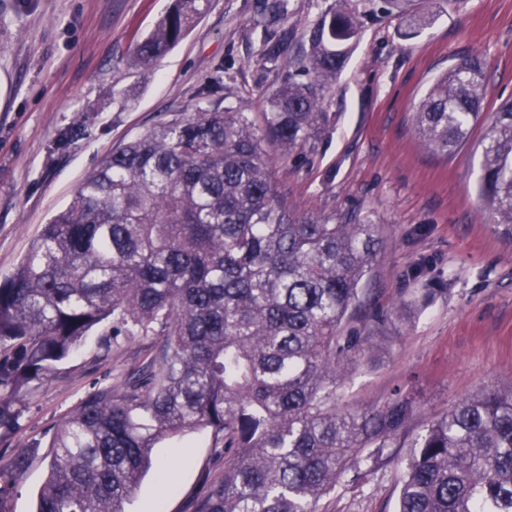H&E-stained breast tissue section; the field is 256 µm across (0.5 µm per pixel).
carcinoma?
<instances>
[{
    "label": "carcinoma",
    "instance_id": "1",
    "mask_svg": "<svg viewBox=\"0 0 512 512\" xmlns=\"http://www.w3.org/2000/svg\"><path fill=\"white\" fill-rule=\"evenodd\" d=\"M208 0H173L134 49L153 66ZM352 0H336L262 122L240 106L199 108L113 152L81 181L13 273L0 282V431L16 428L32 386L112 322L114 336H162L159 358L114 388L88 393L50 440L51 474L35 512H124L163 441L207 429L231 459L196 512H317L409 453L397 512H512V387L459 400L409 437L416 397L372 412L338 407L374 331L408 321L435 288H412L387 312L364 284L382 248L356 210L297 213L273 180L274 155L303 150L330 121L325 84L359 34ZM486 62L470 54L436 76L411 114L422 144L448 156L482 113ZM478 197L512 244V101L488 127ZM363 317L372 330L350 327ZM29 454L0 466V512Z\"/></svg>",
    "mask_w": 512,
    "mask_h": 512
}]
</instances>
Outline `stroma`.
Here are the masks:
<instances>
[{"mask_svg":"<svg viewBox=\"0 0 512 512\" xmlns=\"http://www.w3.org/2000/svg\"><path fill=\"white\" fill-rule=\"evenodd\" d=\"M209 0L202 19L149 69L135 45L171 0H0V281L43 224L69 203L112 151L198 107L242 103L260 115L282 79L259 64L277 46L303 56L306 35L336 0ZM360 33L325 91L331 120L312 148L279 164L276 183L299 211L356 208L384 239L366 285L372 307L390 309L403 290L439 284L444 294L411 322L387 324L379 349L341 384L339 404L384 406L418 394L411 431L460 398L512 387V245L492 230L476 194L479 143L512 99V0H361ZM475 51L486 60L483 116L449 157L424 150L414 104L438 74ZM160 336L92 333L23 401L20 424L0 435V466L31 450L9 512H34L50 474L46 448L85 395L123 382L159 356ZM125 512H195L224 473V450L193 431L157 449ZM406 449L361 488L320 501L321 512H395Z\"/></svg>","mask_w":512,"mask_h":512,"instance_id":"obj_1","label":"stroma"}]
</instances>
